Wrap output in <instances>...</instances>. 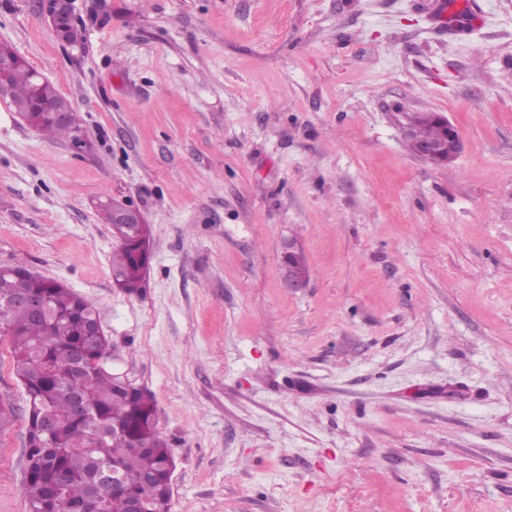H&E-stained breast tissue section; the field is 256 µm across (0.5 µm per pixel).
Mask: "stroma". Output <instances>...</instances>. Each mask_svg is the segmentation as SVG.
<instances>
[{"mask_svg":"<svg viewBox=\"0 0 512 512\" xmlns=\"http://www.w3.org/2000/svg\"><path fill=\"white\" fill-rule=\"evenodd\" d=\"M36 0L0 41L86 146L0 98V266L93 303L176 460L171 512H512V0ZM454 125L446 165L398 122ZM151 229L112 281L99 201ZM294 240L309 284L281 280ZM0 512H27V396L0 339ZM56 2V7L54 9L48 8V2L40 0L38 1L41 4L42 9H45V14L48 19V22L54 32V34L59 38L60 33L67 25L68 21L71 19L73 15V0H54ZM64 40L69 45H78L81 42V32L76 26L74 19H72L71 24L67 25L63 33ZM71 108L72 106L70 107L68 104H66L64 106L58 107L55 111L52 112L53 117L57 121L67 122L68 120L67 123H57L53 121L41 122L47 115L46 112H48V107L41 101H34L31 105H29L26 112H22L18 115L29 128L35 129L42 135L52 138H65L70 140L75 131L81 130L78 113L76 111L72 112L73 108ZM83 143L84 135L82 131L76 132L70 141V144L77 149H79ZM438 118L439 123L446 131L445 140L435 145L419 146L416 150V155L429 163L443 165L448 164L457 155L459 151V141L455 134V128L448 121V118L442 115H439ZM448 137L451 140L450 143H448Z\"/></svg>","mask_w":512,"mask_h":512,"instance_id":"stroma-1","label":"stroma"}]
</instances>
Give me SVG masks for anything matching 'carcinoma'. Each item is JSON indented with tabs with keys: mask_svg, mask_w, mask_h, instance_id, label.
<instances>
[{
	"mask_svg": "<svg viewBox=\"0 0 512 512\" xmlns=\"http://www.w3.org/2000/svg\"><path fill=\"white\" fill-rule=\"evenodd\" d=\"M0 57L13 60L0 96L15 109L25 110L36 95L61 100L10 45L0 43ZM407 125L416 143L441 138L430 113L407 117ZM79 129L75 111L66 123L36 126L42 135L68 140ZM112 228L115 286L136 293L149 266V226ZM25 296L45 299L42 318L15 305ZM97 321L94 306L62 283L24 266L0 267V335L10 338L14 371L27 395L28 512H129L134 498L144 512H170L173 454L158 432L156 403L146 389L113 375L109 342L96 334ZM77 393L81 414L73 410Z\"/></svg>",
	"mask_w": 512,
	"mask_h": 512,
	"instance_id": "obj_1",
	"label": "carcinoma"
}]
</instances>
